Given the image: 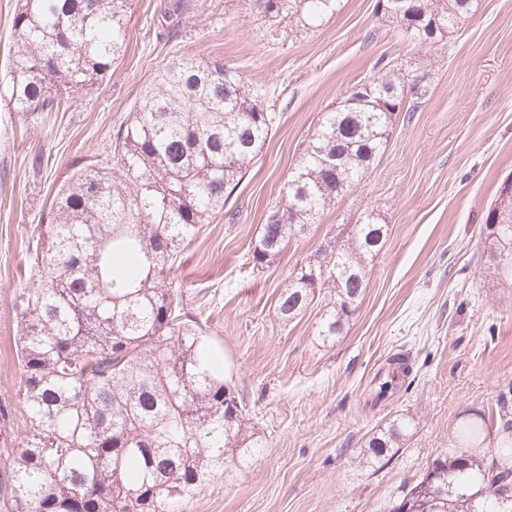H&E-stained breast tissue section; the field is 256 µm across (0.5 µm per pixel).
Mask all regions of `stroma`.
Listing matches in <instances>:
<instances>
[{
    "instance_id": "1",
    "label": "stroma",
    "mask_w": 512,
    "mask_h": 512,
    "mask_svg": "<svg viewBox=\"0 0 512 512\" xmlns=\"http://www.w3.org/2000/svg\"><path fill=\"white\" fill-rule=\"evenodd\" d=\"M179 56L274 90L279 114L223 210L168 273L262 443L185 512H389L437 453L465 448V419L512 399V279L491 265L482 222L512 178V0H473L454 33L422 47L378 0H339L313 27L285 24L273 37L251 0H133L126 52L99 90L32 115L1 102L0 402L13 401L17 379L13 293L62 177L109 151L142 91ZM384 67L426 85L419 108L397 117L379 162L281 258L247 265L314 127ZM367 212L388 234L343 333L320 336V295L283 322L289 273L347 239ZM396 352L413 363L411 386L367 406L372 377ZM399 416L410 419L399 451L373 459L367 441Z\"/></svg>"
}]
</instances>
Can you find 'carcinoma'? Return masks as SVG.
I'll use <instances>...</instances> for the list:
<instances>
[{
  "instance_id": "carcinoma-1",
  "label": "carcinoma",
  "mask_w": 512,
  "mask_h": 512,
  "mask_svg": "<svg viewBox=\"0 0 512 512\" xmlns=\"http://www.w3.org/2000/svg\"><path fill=\"white\" fill-rule=\"evenodd\" d=\"M133 0H18L16 50L0 82L13 112H50L96 90L126 48ZM264 23L310 26L336 0H253ZM389 20L414 45L458 27L470 0H394ZM391 72L347 96L311 133L249 251L264 268L336 204L380 156L397 113L426 94ZM222 63L178 57L146 88L114 133L111 150L62 180L49 224L29 249L31 282L15 289L16 402L28 422L21 448L0 452L5 512H179L229 467L261 447L247 403L224 380L205 329L167 273L211 214L224 209L258 157L277 115ZM484 215L499 242L497 269L512 276V211ZM387 225L368 213L352 236L288 276L278 312L289 321L316 290L330 295L324 340L342 334L367 288L366 256ZM408 357L389 358L375 400L403 387ZM410 420L397 417L367 442L388 455ZM486 418L461 434L480 440ZM512 448L439 453L401 490L392 512H504L512 507Z\"/></svg>"
}]
</instances>
